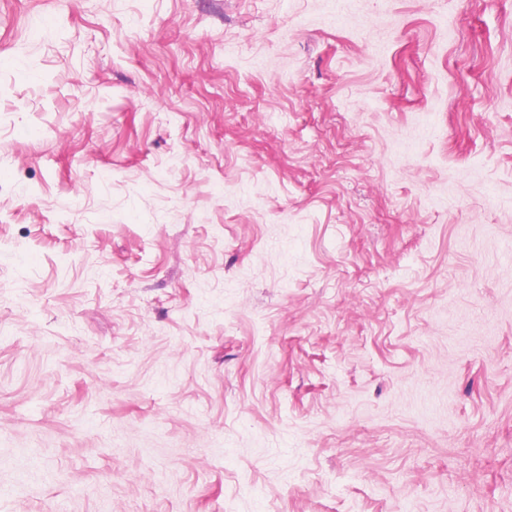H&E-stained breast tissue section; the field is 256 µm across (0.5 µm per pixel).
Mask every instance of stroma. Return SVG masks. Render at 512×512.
<instances>
[{
    "label": "stroma",
    "mask_w": 512,
    "mask_h": 512,
    "mask_svg": "<svg viewBox=\"0 0 512 512\" xmlns=\"http://www.w3.org/2000/svg\"><path fill=\"white\" fill-rule=\"evenodd\" d=\"M0 512H512V0H0Z\"/></svg>",
    "instance_id": "35a3bbf8"
}]
</instances>
